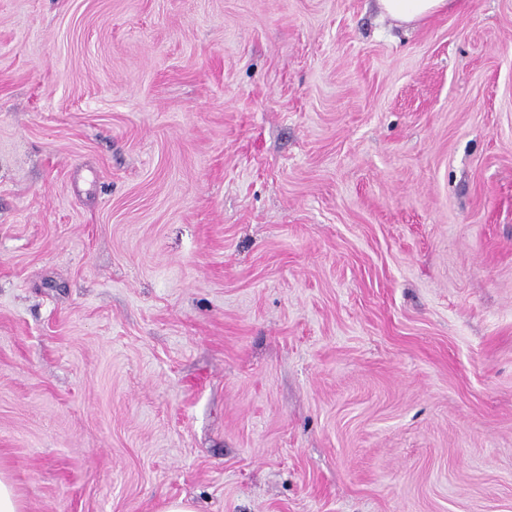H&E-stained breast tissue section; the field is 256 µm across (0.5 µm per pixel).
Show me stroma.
I'll return each mask as SVG.
<instances>
[{"label": "stroma", "mask_w": 512, "mask_h": 512, "mask_svg": "<svg viewBox=\"0 0 512 512\" xmlns=\"http://www.w3.org/2000/svg\"><path fill=\"white\" fill-rule=\"evenodd\" d=\"M0 469L512 512V0H0ZM382 11L402 24L417 23L448 10L456 0H376Z\"/></svg>", "instance_id": "obj_1"}]
</instances>
